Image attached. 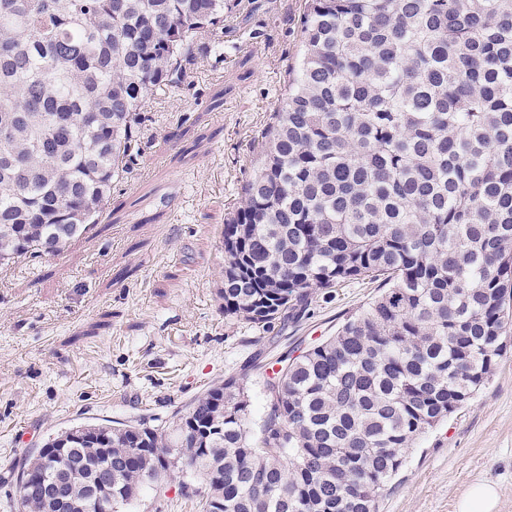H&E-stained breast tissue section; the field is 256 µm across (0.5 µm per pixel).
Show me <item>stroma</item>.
Returning a JSON list of instances; mask_svg holds the SVG:
<instances>
[{"instance_id": "1", "label": "stroma", "mask_w": 512, "mask_h": 512, "mask_svg": "<svg viewBox=\"0 0 512 512\" xmlns=\"http://www.w3.org/2000/svg\"><path fill=\"white\" fill-rule=\"evenodd\" d=\"M270 2L255 18L260 37H238L222 63L151 96L146 146L93 232L0 271V475L77 424L171 431L231 376L261 416L263 382L280 360L334 335L374 296L367 282L336 289L288 327L224 315V220L300 56L305 0ZM186 117L194 126L173 139ZM481 481L496 484L497 512H512V337L489 382L417 439L379 512H457Z\"/></svg>"}]
</instances>
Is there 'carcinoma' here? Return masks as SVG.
<instances>
[{
    "mask_svg": "<svg viewBox=\"0 0 512 512\" xmlns=\"http://www.w3.org/2000/svg\"><path fill=\"white\" fill-rule=\"evenodd\" d=\"M229 0H0V269L100 223L144 105L224 58ZM302 54L224 221V316L265 327L356 280L377 295L285 359L253 431L247 386L171 433L49 438L21 512L68 448L70 491L112 506L178 480L201 512H378L406 451L489 380L512 335V0H307Z\"/></svg>",
    "mask_w": 512,
    "mask_h": 512,
    "instance_id": "cac0c4a2",
    "label": "carcinoma"
}]
</instances>
